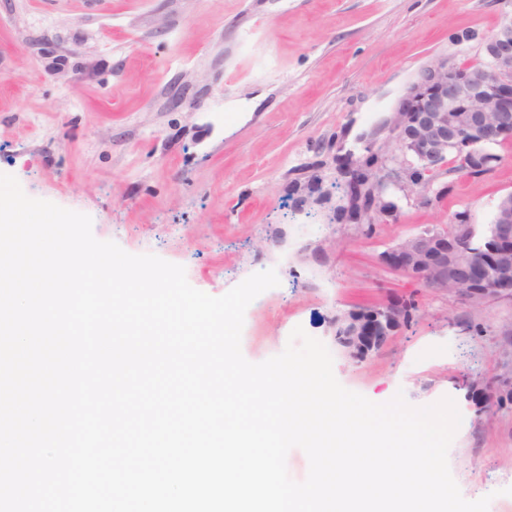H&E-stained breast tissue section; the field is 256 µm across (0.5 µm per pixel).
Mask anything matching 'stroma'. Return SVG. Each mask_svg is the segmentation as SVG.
I'll return each mask as SVG.
<instances>
[{
    "label": "stroma",
    "instance_id": "stroma-1",
    "mask_svg": "<svg viewBox=\"0 0 512 512\" xmlns=\"http://www.w3.org/2000/svg\"><path fill=\"white\" fill-rule=\"evenodd\" d=\"M503 0H0V170L33 198L86 214L124 251L184 267L220 296L276 270L245 313L244 357L280 354L295 327L376 403L452 398L448 453L469 501L512 512V301L474 309L386 271L378 256L468 211L491 224L512 192V138L480 180L401 202L374 233L336 216V160L361 157L425 64L482 60ZM413 316L361 361L335 346L344 312L390 297Z\"/></svg>",
    "mask_w": 512,
    "mask_h": 512
}]
</instances>
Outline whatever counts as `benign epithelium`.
Returning <instances> with one entry per match:
<instances>
[{
  "instance_id": "obj_1",
  "label": "benign epithelium",
  "mask_w": 512,
  "mask_h": 512,
  "mask_svg": "<svg viewBox=\"0 0 512 512\" xmlns=\"http://www.w3.org/2000/svg\"><path fill=\"white\" fill-rule=\"evenodd\" d=\"M484 65L464 66L440 59L421 67L393 112L379 125L384 140L369 145L379 173L369 186L364 216L397 217L398 199H390L389 211L379 213L376 202L394 186L405 189L404 197L428 206L448 189L439 178L448 177V150L466 137L470 150L463 163L472 169L496 161L490 151L500 139L512 137V14L486 41ZM469 216L456 220L454 229H428L388 248L379 263L435 293H448V284L459 283L454 293L467 303L473 296L489 300L512 298V193L503 196L496 211V225L480 247L481 262L474 264ZM414 305L406 300L384 302L358 312V317L336 325L334 341L346 354L361 359L379 350L399 325L412 316Z\"/></svg>"
}]
</instances>
